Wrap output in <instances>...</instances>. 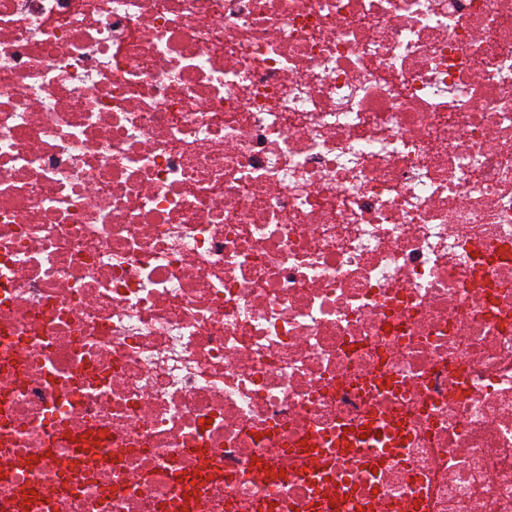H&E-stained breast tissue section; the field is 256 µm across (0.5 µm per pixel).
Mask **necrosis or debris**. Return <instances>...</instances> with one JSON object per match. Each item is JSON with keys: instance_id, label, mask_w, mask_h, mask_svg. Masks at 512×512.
Returning a JSON list of instances; mask_svg holds the SVG:
<instances>
[{"instance_id": "4bbe7bcc", "label": "necrosis or debris", "mask_w": 512, "mask_h": 512, "mask_svg": "<svg viewBox=\"0 0 512 512\" xmlns=\"http://www.w3.org/2000/svg\"><path fill=\"white\" fill-rule=\"evenodd\" d=\"M188 494L512 512V0H0V512Z\"/></svg>"}]
</instances>
